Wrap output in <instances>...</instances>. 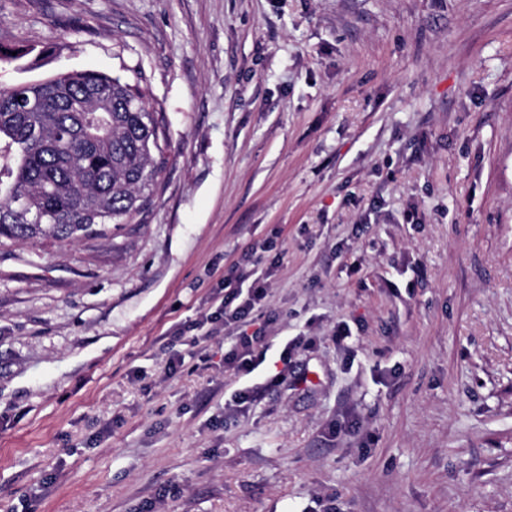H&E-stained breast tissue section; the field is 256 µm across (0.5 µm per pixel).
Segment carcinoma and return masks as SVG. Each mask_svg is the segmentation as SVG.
Returning <instances> with one entry per match:
<instances>
[{"mask_svg": "<svg viewBox=\"0 0 512 512\" xmlns=\"http://www.w3.org/2000/svg\"><path fill=\"white\" fill-rule=\"evenodd\" d=\"M29 53L0 45V64ZM145 81L86 70L0 88L1 239L75 242L150 202L167 142L164 104ZM85 103L94 111H76Z\"/></svg>", "mask_w": 512, "mask_h": 512, "instance_id": "obj_1", "label": "carcinoma"}]
</instances>
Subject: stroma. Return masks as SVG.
I'll return each mask as SVG.
<instances>
[{"label": "stroma", "mask_w": 512, "mask_h": 512, "mask_svg": "<svg viewBox=\"0 0 512 512\" xmlns=\"http://www.w3.org/2000/svg\"><path fill=\"white\" fill-rule=\"evenodd\" d=\"M165 107L151 203L0 246V512H512V0H0ZM270 270L248 407L194 323ZM348 324L347 346L334 340ZM184 364L174 374L172 355Z\"/></svg>", "instance_id": "obj_1"}]
</instances>
